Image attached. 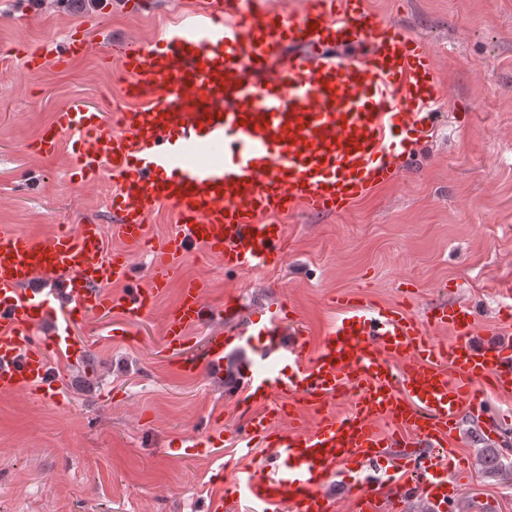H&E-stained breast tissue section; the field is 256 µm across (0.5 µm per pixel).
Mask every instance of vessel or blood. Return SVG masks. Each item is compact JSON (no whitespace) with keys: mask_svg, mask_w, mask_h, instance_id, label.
I'll return each mask as SVG.
<instances>
[{"mask_svg":"<svg viewBox=\"0 0 512 512\" xmlns=\"http://www.w3.org/2000/svg\"><path fill=\"white\" fill-rule=\"evenodd\" d=\"M365 43L337 58L335 48ZM57 65L90 48L71 31ZM118 79L125 107L111 115L72 99L44 128L38 150L75 154L74 178L109 176L115 236L133 249L147 220L170 207L171 236L153 246L148 288L114 296L104 288L128 273L126 255L106 254L100 225L79 224L49 239L0 231V390L65 392L47 359L77 361L72 326L107 309L124 322L150 313L184 258L199 247L225 270L259 273L283 264L279 217L307 209L343 212L397 180L445 103L434 58L421 38L367 0H306L303 11L275 0H194L151 45L126 41ZM205 300L184 283L168 312L163 343L177 370L224 366L231 344L259 349L237 400L245 415L239 447L261 448L258 467H233L213 512H336L325 486L355 475L352 512H395L406 494L433 512H454L469 473L455 450L462 416L498 440L500 415L487 399L512 393V343H477L465 302L424 314L340 295L336 320L310 342L288 299L251 312L189 351L190 331L237 306ZM447 329L450 339L436 340ZM346 398L343 411L331 407Z\"/></svg>","mask_w":512,"mask_h":512,"instance_id":"vessel-or-blood-1","label":"vessel or blood"}]
</instances>
